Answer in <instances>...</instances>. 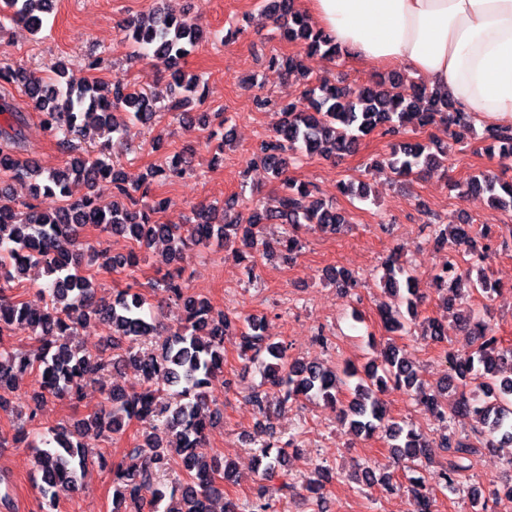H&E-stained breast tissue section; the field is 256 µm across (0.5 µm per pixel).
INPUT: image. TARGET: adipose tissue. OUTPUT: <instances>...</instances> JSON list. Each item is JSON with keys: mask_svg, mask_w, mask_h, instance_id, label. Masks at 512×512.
I'll return each instance as SVG.
<instances>
[{"mask_svg": "<svg viewBox=\"0 0 512 512\" xmlns=\"http://www.w3.org/2000/svg\"><path fill=\"white\" fill-rule=\"evenodd\" d=\"M336 43L398 64L473 118L512 121V0H303Z\"/></svg>", "mask_w": 512, "mask_h": 512, "instance_id": "adipose-tissue-1", "label": "adipose tissue"}]
</instances>
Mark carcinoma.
<instances>
[{
  "mask_svg": "<svg viewBox=\"0 0 512 512\" xmlns=\"http://www.w3.org/2000/svg\"><path fill=\"white\" fill-rule=\"evenodd\" d=\"M47 6L48 0H0V27L7 22L24 23L37 33L43 27L42 14ZM268 9L284 36L302 41L307 53L327 57L339 53L340 47L329 33L312 28L294 9V0H271ZM128 38L138 48L171 59L172 82L184 97L197 93L198 76L185 73L180 61L200 43L202 32L176 13L159 8L153 15L131 22ZM271 64L301 76L306 82L304 99L311 111L299 112L291 102L280 106L285 120L262 142L255 160L281 180V194L277 205L255 207L246 224L231 217L233 198L225 200L220 209L215 205L197 208L190 224H159L151 220V215L162 212L165 201L154 198L151 183L129 184L120 169L99 156L78 151L72 142L71 133L90 123L107 135L122 133L126 124L118 121V110L133 122L151 123L160 102L157 94L131 90L117 79L108 96L97 85L71 76L62 82L46 81L24 68L0 64V84L25 88L34 107L41 111L43 126L69 157L63 169L46 176L45 183L36 182L40 170L16 160V153L24 148L23 118L6 101L0 102V170L9 173L12 180L30 181L34 196L44 192L68 200L65 208L47 213L31 202L16 201L9 187H0V407L7 405V394L13 390L18 372H34L38 377L39 391L27 413L29 421L36 417L35 405L48 396L79 401L84 380L91 374H112L121 367H130L141 379L138 390L111 386L104 404L93 415L72 429L64 426L53 432V448L42 451L37 458L43 512H58L61 494L75 490L78 472L90 462L84 438L91 433H119L134 419L149 422V430L142 437L150 453L142 454L138 446L130 456L140 462L129 466L112 463V512H128L130 508L142 512L144 506L153 508L168 494L179 496V502L178 507L166 512H212V499L221 492L217 479H230L232 466L216 458L206 460L196 454L195 448L213 423L214 416L206 415L205 408L208 389L224 369L226 336L237 338L239 356L247 362L259 360L263 354L268 356L262 361L266 384L276 390L283 403L320 398L334 404L341 386L357 379L342 419L348 421L354 433L371 436L381 432L398 460L433 463L422 433L406 431L387 418L380 395L389 390L414 392L418 404L439 421L448 420L450 410L473 417L474 432L482 437L486 448H499L505 443L512 446V345H503L479 312L464 319L473 336V348L465 355L450 357L451 378L456 384L427 391L392 338L363 370L348 362L342 369L331 371L314 362L290 358L283 343L266 335L262 319L215 314L207 301L189 293L183 270L177 266L181 248L189 243H241L236 255L239 261L247 262L246 274L251 279L255 253L277 250L294 256L301 251L302 240L293 229L314 224L334 232L347 223L335 205L312 196L306 185L284 177L287 152L321 153L326 157L352 153L360 138L377 128L391 137L409 127L424 128L437 122L452 135L472 128V116L457 109L447 94L402 75L381 77L363 85H350L342 79L313 85L296 57H273ZM485 133L491 140L489 153L512 159L511 125L489 124ZM446 158L447 152L441 149L433 152L427 144L399 141L376 170L407 177L428 167H442ZM159 173L174 180L185 176L187 168L176 155ZM99 179L112 182V204L106 208L88 194H77ZM456 188L462 194H486L495 206L512 209V183L491 175L475 174ZM276 222L289 225L292 231L269 242L263 235L264 225ZM88 225L126 237L132 248L126 254L111 256L101 246L83 242L80 234ZM161 239L169 245L162 258L167 270L155 287L162 289L182 312L179 324L163 331L145 316L148 298L130 287L110 302L97 300L95 276L87 270L94 264L109 270L136 267L141 253ZM439 241L449 244L456 253L475 247L469 224L445 225ZM36 266L52 277L44 288L48 302L41 309L8 295L12 282ZM463 279L470 283L471 291L486 300L499 291L498 281L488 278L481 269L475 277L470 268L460 270L455 256L450 255L448 264L434 276L437 290L448 291L445 304L453 302L449 291ZM329 280L346 291L358 284V279L345 270L335 271ZM415 281L414 271L398 258L386 261L382 283L393 301L378 308L386 332L396 336L411 332L410 323L421 301ZM91 323L109 327L108 342L120 351L117 357L92 356L74 344L78 328ZM17 332L28 334L34 341L29 352H16L7 345L6 338ZM259 443L260 478L282 475L294 438L284 440L271 435ZM442 448L448 453V461L439 471L440 485L453 493L465 477L464 460L475 453V447L450 432L443 438ZM175 455L181 457L185 479L168 488L158 475ZM409 482L414 512H433V499L424 480L411 477Z\"/></svg>",
  "mask_w": 512,
  "mask_h": 512,
  "instance_id": "1",
  "label": "carcinoma"
}]
</instances>
